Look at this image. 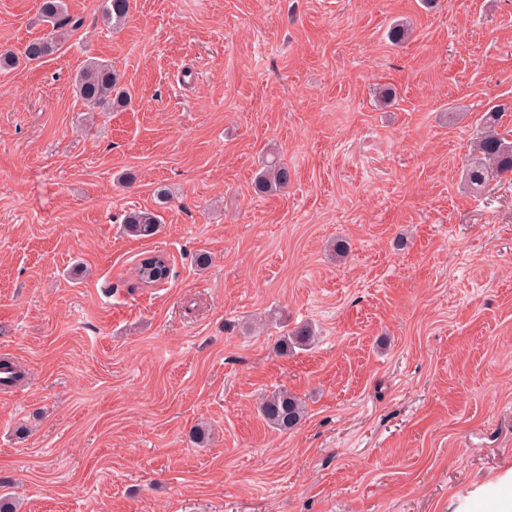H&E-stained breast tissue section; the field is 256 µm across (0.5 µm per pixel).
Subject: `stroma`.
Wrapping results in <instances>:
<instances>
[{
	"label": "stroma",
	"instance_id": "35a3bbf8",
	"mask_svg": "<svg viewBox=\"0 0 512 512\" xmlns=\"http://www.w3.org/2000/svg\"><path fill=\"white\" fill-rule=\"evenodd\" d=\"M66 4L60 53L0 71V356L26 374L0 391V493L455 512L511 470L512 175L476 196L463 175L484 112L509 104L512 131V0H131L114 32L100 0ZM39 8L0 0V49L44 34ZM94 60L130 105L87 115ZM271 150L291 182L259 196ZM139 208L152 238L122 230ZM152 252L169 281L134 286ZM280 388L306 407L288 432L257 411ZM124 230L128 235L148 239L159 232L158 215L147 210H133L123 219ZM314 340L315 336L313 330L310 327H303L282 336L277 349L283 354H288L292 348L311 345Z\"/></svg>",
	"mask_w": 512,
	"mask_h": 512
}]
</instances>
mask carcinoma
Listing matches in <instances>:
<instances>
[{
	"instance_id": "carcinoma-1",
	"label": "carcinoma",
	"mask_w": 512,
	"mask_h": 512,
	"mask_svg": "<svg viewBox=\"0 0 512 512\" xmlns=\"http://www.w3.org/2000/svg\"><path fill=\"white\" fill-rule=\"evenodd\" d=\"M130 0H101L100 18L104 26L114 29L122 26L130 13ZM40 19L48 31L25 46L23 56L31 62L40 61L59 52L70 32L81 26L82 20L69 15L65 0H41ZM78 96L94 112L98 108H121L128 102L129 93L121 84L120 74L107 62L91 61L75 79ZM509 109L506 104L495 105L485 113L481 128L474 138L464 173V183L472 192L482 191L488 182L499 176L512 174V139H507L498 128ZM291 173L279 157L270 155L253 183L257 195L282 191L288 187ZM127 234L148 239L159 232L158 215L147 210H133L123 219ZM171 273L169 261L162 253L142 258L135 268V280L144 285L166 281ZM314 332L303 327L281 337L277 349L286 354L296 346L314 342ZM263 420L280 431L295 429L305 416L304 402L296 395L279 390L264 398L259 405Z\"/></svg>"
}]
</instances>
